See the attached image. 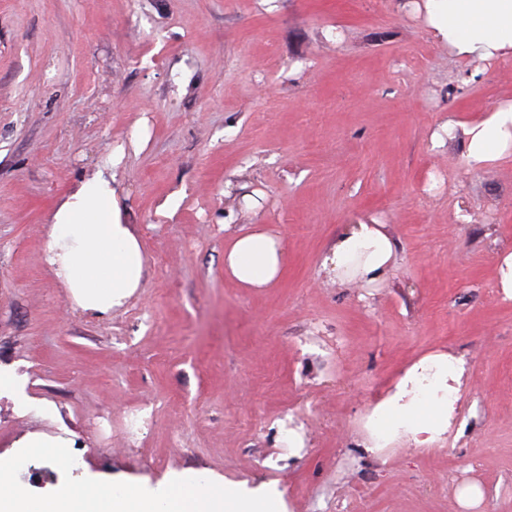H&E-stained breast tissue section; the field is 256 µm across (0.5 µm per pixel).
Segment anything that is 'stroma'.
I'll return each mask as SVG.
<instances>
[{
    "instance_id": "1",
    "label": "stroma",
    "mask_w": 512,
    "mask_h": 512,
    "mask_svg": "<svg viewBox=\"0 0 512 512\" xmlns=\"http://www.w3.org/2000/svg\"><path fill=\"white\" fill-rule=\"evenodd\" d=\"M506 102L512 58L459 60L415 0H0V369L28 398L0 391V459L35 436L76 459L18 485L153 494L196 470L280 512H512V151L475 168L433 140ZM103 170L145 259L105 316L44 259ZM360 221L396 244L374 288L321 271ZM253 226L287 251L266 288L224 272ZM436 353L465 363L454 427L368 447L364 415Z\"/></svg>"
}]
</instances>
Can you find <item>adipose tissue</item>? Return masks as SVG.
Returning a JSON list of instances; mask_svg holds the SVG:
<instances>
[{
  "mask_svg": "<svg viewBox=\"0 0 512 512\" xmlns=\"http://www.w3.org/2000/svg\"><path fill=\"white\" fill-rule=\"evenodd\" d=\"M423 8L434 37L459 59L512 58V0H424ZM456 137L474 166L512 150V104L500 105L476 124L445 123L434 140L441 144ZM118 212L112 182L99 174L82 182L53 216L45 259L82 310L109 313L141 285L144 255ZM395 256L396 245L383 225L353 224L337 237L323 269L336 284L367 288L386 277ZM283 264L280 237L261 228L234 235L224 250L225 273L245 288L267 287ZM464 377L463 362L448 354L414 364L368 418L377 446L400 436L432 444L450 425L448 399L459 395ZM31 456L51 458L63 468L72 465L61 442L29 439L21 455L0 459V484L11 486L0 496V512H279L273 500L240 497L195 471L181 474L157 496L123 484H67L32 496L13 485L16 471Z\"/></svg>",
  "mask_w": 512,
  "mask_h": 512,
  "instance_id": "1",
  "label": "adipose tissue"
}]
</instances>
